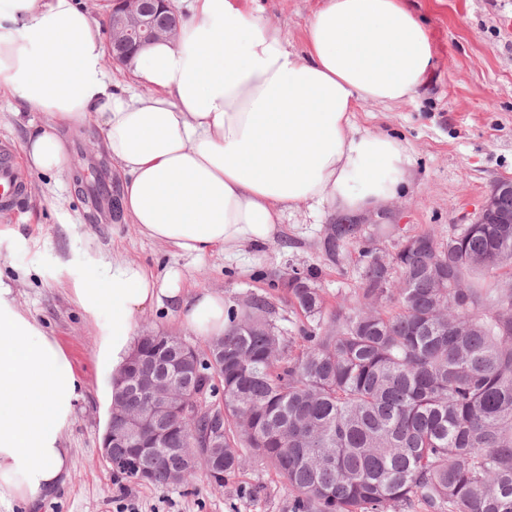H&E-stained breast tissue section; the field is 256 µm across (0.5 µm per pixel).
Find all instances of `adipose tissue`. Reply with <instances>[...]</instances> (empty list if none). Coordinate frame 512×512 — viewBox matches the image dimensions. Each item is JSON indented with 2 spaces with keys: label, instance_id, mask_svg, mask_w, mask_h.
Returning <instances> with one entry per match:
<instances>
[{
  "label": "adipose tissue",
  "instance_id": "1",
  "mask_svg": "<svg viewBox=\"0 0 512 512\" xmlns=\"http://www.w3.org/2000/svg\"><path fill=\"white\" fill-rule=\"evenodd\" d=\"M414 0H320L300 46L258 0H189L175 39L128 62L134 82L104 70L101 19L80 0H0V94L43 113L23 154L30 169H70L62 126L96 125L124 175L121 210L145 237L201 256L274 236L305 204L359 213L396 197L408 149L359 134L367 102L414 100L434 56ZM178 270L157 276L116 260L106 287L72 281L91 317L111 307L98 369L118 379L139 319L173 306L207 339L227 325L223 293L183 291ZM84 383L55 337L28 319L0 282V506L53 499L71 475L66 435Z\"/></svg>",
  "mask_w": 512,
  "mask_h": 512
}]
</instances>
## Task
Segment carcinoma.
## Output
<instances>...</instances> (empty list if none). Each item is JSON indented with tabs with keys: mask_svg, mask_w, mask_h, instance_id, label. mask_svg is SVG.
I'll return each mask as SVG.
<instances>
[{
	"mask_svg": "<svg viewBox=\"0 0 512 512\" xmlns=\"http://www.w3.org/2000/svg\"><path fill=\"white\" fill-rule=\"evenodd\" d=\"M75 182L121 217L119 182ZM352 243L353 306L327 308L317 274L290 265L268 287L299 324L283 327L267 296L228 307L224 335L194 347L198 382L224 405L190 420L176 410L164 439L144 431L116 445L112 471L167 489L257 457L288 487L291 512H512V288L499 284L512 225L453 224L440 238L350 220L325 229L321 247L336 261ZM182 343L149 330L129 369L154 371ZM146 404L128 394L112 433ZM219 419L224 447H203Z\"/></svg>",
	"mask_w": 512,
	"mask_h": 512,
	"instance_id": "obj_1",
	"label": "carcinoma"
}]
</instances>
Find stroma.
<instances>
[{
	"label": "stroma",
	"mask_w": 512,
	"mask_h": 512,
	"mask_svg": "<svg viewBox=\"0 0 512 512\" xmlns=\"http://www.w3.org/2000/svg\"><path fill=\"white\" fill-rule=\"evenodd\" d=\"M267 20L292 45L319 0H263ZM427 27L434 74L415 101L366 104L355 112L358 132L398 137L410 156V185L387 201L394 221L407 232L446 234L467 224L493 186L512 181V0H417ZM40 113L0 97V148L20 155ZM72 169L103 161L101 134L93 124L63 129ZM26 191L18 208L0 212V282L14 291L26 316L55 336L86 384L67 446L71 476L56 501L42 512H118L133 498L138 512H290L281 480L250 460L224 487L206 475L166 490L116 476L101 454L100 439L110 399L96 366L98 336L112 321L110 308L88 318L75 303L71 278L100 277L101 264L122 259L164 273H182L183 287L224 292L238 303L263 292V274L293 264L315 270L328 305L348 306L357 286L358 248L348 246L339 262L327 261L320 241L333 219L329 209L288 212L279 235L259 248L214 250L200 258L138 234L112 218L109 208L89 207L74 181L24 170Z\"/></svg>",
	"instance_id": "obj_1"
}]
</instances>
